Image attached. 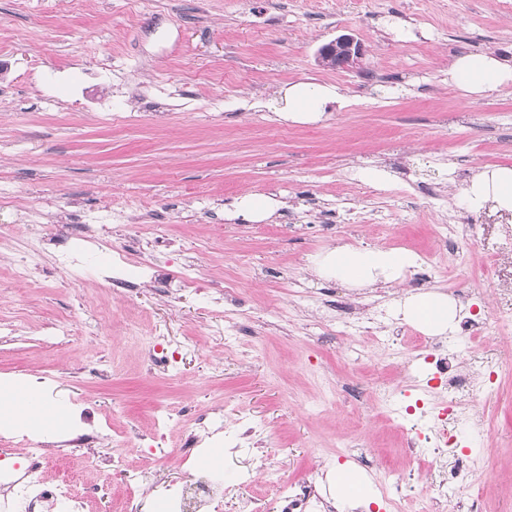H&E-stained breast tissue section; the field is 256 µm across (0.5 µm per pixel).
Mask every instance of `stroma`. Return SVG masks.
I'll use <instances>...</instances> for the list:
<instances>
[{
  "mask_svg": "<svg viewBox=\"0 0 512 512\" xmlns=\"http://www.w3.org/2000/svg\"><path fill=\"white\" fill-rule=\"evenodd\" d=\"M354 34L365 52L351 68L319 65L318 48ZM491 51L512 64V0H0V376L37 382L67 415L94 413L111 455L113 428L145 431L159 414L219 410L226 426L248 417L264 429L275 482L235 481L230 449L180 461L173 443L133 441L123 471L75 457L98 487L87 512H112L126 484L221 477L223 512L273 498L276 486L350 468L371 490L349 501L327 486L334 512H392L384 468L434 475L446 462L397 453L396 429L377 405L384 378L418 375L423 351L388 288L355 289L310 273L337 241L437 254L402 290L450 294L484 318L485 339L456 336L449 355L495 367L512 339L495 318L512 311V254L498 225L512 213L464 202L474 173L512 166V87L472 100L448 85L456 55ZM350 98L314 124L275 120L267 100L305 78ZM385 168L388 182L362 177ZM246 194L280 200L271 221L224 218ZM105 224L112 247L132 224L163 236L126 271L139 291H112L110 253L78 239ZM443 224H481L483 236L443 249ZM83 262L62 267L60 242ZM500 264L499 277H481ZM195 268L197 285L173 272ZM383 308L409 340L385 347L343 328L351 302ZM183 345L175 368L151 366L150 339ZM494 413L463 434L488 471L507 468L512 387L477 405Z\"/></svg>",
  "mask_w": 512,
  "mask_h": 512,
  "instance_id": "obj_1",
  "label": "stroma"
}]
</instances>
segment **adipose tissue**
<instances>
[{
    "instance_id": "1",
    "label": "adipose tissue",
    "mask_w": 512,
    "mask_h": 512,
    "mask_svg": "<svg viewBox=\"0 0 512 512\" xmlns=\"http://www.w3.org/2000/svg\"><path fill=\"white\" fill-rule=\"evenodd\" d=\"M448 83L462 96L477 99L512 85V65L491 52H468L456 56L448 68ZM338 87L314 80H301L280 89L274 109L279 119L293 124L322 121L329 105L342 102ZM465 198L470 210L491 206L512 212V167L481 169L468 185ZM416 253L404 249L358 248L336 244L313 260L315 272L350 288H369L397 281L417 266ZM404 320L432 336L445 335L459 319L455 301L441 291L424 295L404 294L394 300ZM51 405L38 392L0 381V417L40 426Z\"/></svg>"
}]
</instances>
